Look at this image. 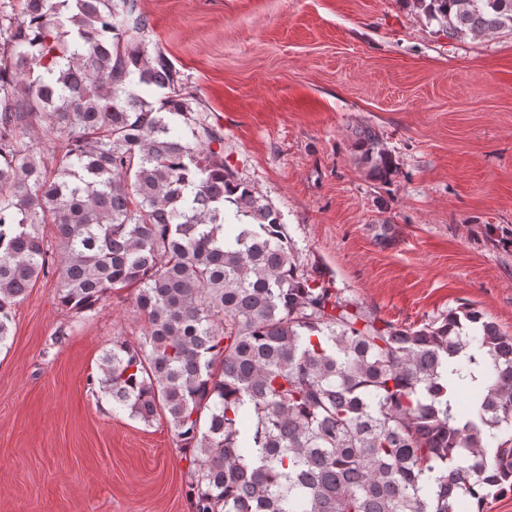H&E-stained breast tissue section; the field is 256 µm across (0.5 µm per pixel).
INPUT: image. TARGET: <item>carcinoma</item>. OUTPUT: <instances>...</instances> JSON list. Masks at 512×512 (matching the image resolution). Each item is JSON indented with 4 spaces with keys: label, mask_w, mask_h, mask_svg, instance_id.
Returning <instances> with one entry per match:
<instances>
[{
    "label": "carcinoma",
    "mask_w": 512,
    "mask_h": 512,
    "mask_svg": "<svg viewBox=\"0 0 512 512\" xmlns=\"http://www.w3.org/2000/svg\"><path fill=\"white\" fill-rule=\"evenodd\" d=\"M406 2L450 40L512 34V0ZM149 31L137 0L0 5V346L51 273L80 317L133 289L144 341L113 338L88 382L166 420L191 512H465L512 491V336L468 306L401 329L301 269ZM354 136L389 180L377 133Z\"/></svg>",
    "instance_id": "1"
}]
</instances>
